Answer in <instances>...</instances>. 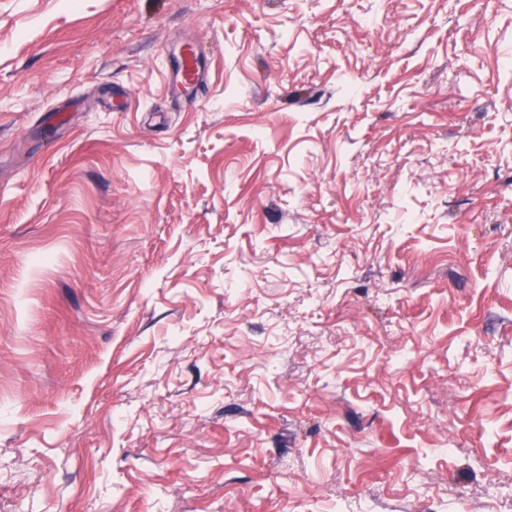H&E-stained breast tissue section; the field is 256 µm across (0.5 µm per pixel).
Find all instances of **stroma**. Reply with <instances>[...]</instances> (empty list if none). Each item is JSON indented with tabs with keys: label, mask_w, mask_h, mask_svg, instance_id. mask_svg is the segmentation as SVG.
Masks as SVG:
<instances>
[{
	"label": "stroma",
	"mask_w": 512,
	"mask_h": 512,
	"mask_svg": "<svg viewBox=\"0 0 512 512\" xmlns=\"http://www.w3.org/2000/svg\"><path fill=\"white\" fill-rule=\"evenodd\" d=\"M0 512H512V0H0ZM202 54L196 42H185L180 48V61L169 78L173 90V102L179 106L183 101L196 98L204 83Z\"/></svg>",
	"instance_id": "35a3bbf8"
}]
</instances>
